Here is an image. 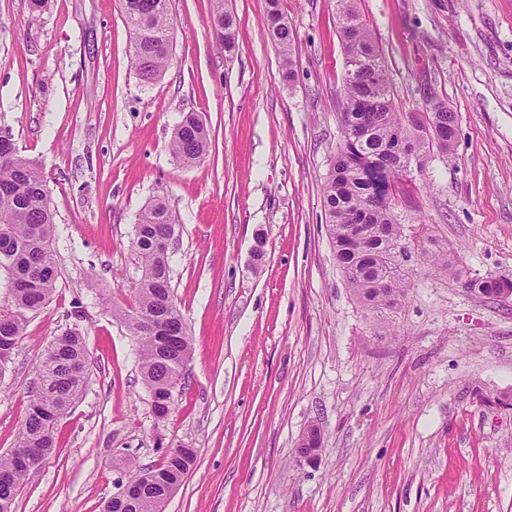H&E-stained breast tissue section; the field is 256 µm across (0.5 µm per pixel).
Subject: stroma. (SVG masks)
<instances>
[{
  "mask_svg": "<svg viewBox=\"0 0 512 512\" xmlns=\"http://www.w3.org/2000/svg\"><path fill=\"white\" fill-rule=\"evenodd\" d=\"M171 0L173 50L140 82L121 0H0V132L47 181L60 277L0 377V455L14 447L46 349L76 327L90 367L55 450L15 512H102L121 458L196 460L164 512H512V302L464 288L419 255L408 299L377 335L325 224L346 60L336 0H281L295 34L283 77L266 0ZM400 111L457 115L452 150L404 176L395 210L468 278H512V0H357ZM211 145L183 166V113ZM165 198L171 288L192 358L157 418L124 313L141 275L144 206ZM82 317H75V310ZM323 444L298 454L309 427ZM211 5L212 26L218 37L224 41V50L230 52L235 48L236 17L224 7V0H211Z\"/></svg>",
  "mask_w": 512,
  "mask_h": 512,
  "instance_id": "35a3bbf8",
  "label": "stroma"
}]
</instances>
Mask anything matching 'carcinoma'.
Wrapping results in <instances>:
<instances>
[{
    "instance_id": "carcinoma-1",
    "label": "carcinoma",
    "mask_w": 512,
    "mask_h": 512,
    "mask_svg": "<svg viewBox=\"0 0 512 512\" xmlns=\"http://www.w3.org/2000/svg\"><path fill=\"white\" fill-rule=\"evenodd\" d=\"M170 0H122L127 27L134 36L131 66L151 84L167 67L173 24ZM346 66L340 112L341 142L323 187V208L336 259L354 298L385 323L402 305L411 287V248L435 265L425 242L413 246V225L399 222L393 189L401 176L424 171L434 152L448 153L457 116L442 102H431L424 119L408 120L396 108L387 69L374 36L356 9V0H337ZM211 23L227 52L235 48L236 17L224 0H211ZM267 35L277 49L285 75H294L293 29L267 0ZM209 133L198 115L187 112L170 142L175 160L185 166L201 161ZM175 217L157 198L141 213L132 242L145 277L136 288V308L126 315L140 337V370L150 396L178 384L192 356V339L171 296L169 252L164 240ZM55 210L40 170L19 150L0 146V227L11 247L0 252V271L8 275L12 306L0 310V376L24 335L28 319L51 300L57 279L53 251ZM470 290L494 297L512 289V279L470 280ZM89 354L79 331L57 337L44 354L38 382L14 448L0 457V512H12L17 493L31 468L54 447L58 420L83 393ZM195 461L189 448H172L157 469L129 476L133 500L123 493L110 498L103 512H159L161 502L180 486Z\"/></svg>"
}]
</instances>
